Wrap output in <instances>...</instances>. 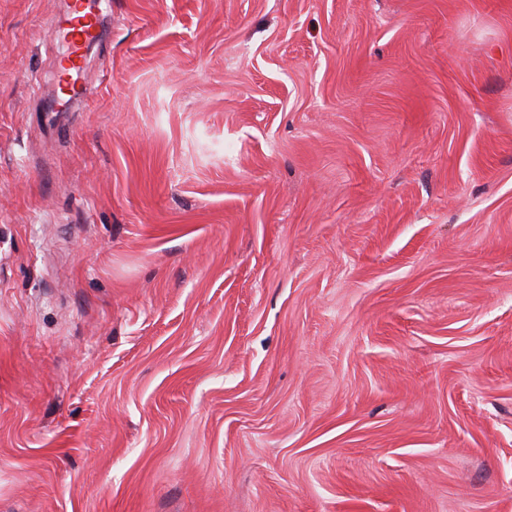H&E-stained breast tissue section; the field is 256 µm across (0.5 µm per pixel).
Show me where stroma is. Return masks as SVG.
<instances>
[{"instance_id": "stroma-1", "label": "stroma", "mask_w": 512, "mask_h": 512, "mask_svg": "<svg viewBox=\"0 0 512 512\" xmlns=\"http://www.w3.org/2000/svg\"><path fill=\"white\" fill-rule=\"evenodd\" d=\"M0 0V512H512V0ZM71 16L67 19L68 32L70 35L71 49L66 61L62 64L63 80L71 97L78 99H86L88 97V89L82 85L79 88L72 86L67 77L71 72H78L82 68V46L94 37V23L89 12H85L83 1L76 0L72 3Z\"/></svg>"}]
</instances>
